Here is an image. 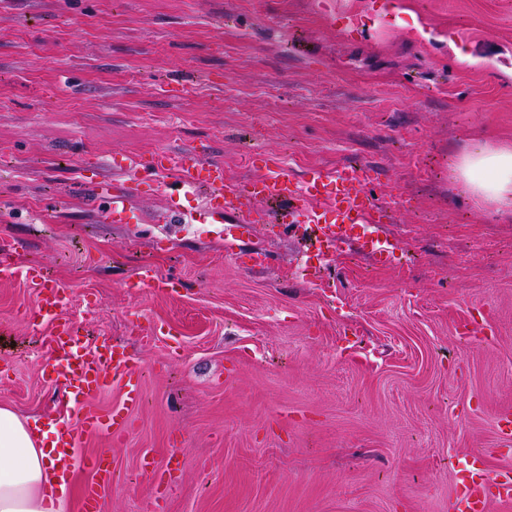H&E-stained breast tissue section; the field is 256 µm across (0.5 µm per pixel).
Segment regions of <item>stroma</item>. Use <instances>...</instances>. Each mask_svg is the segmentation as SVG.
I'll return each mask as SVG.
<instances>
[{"label": "stroma", "instance_id": "stroma-1", "mask_svg": "<svg viewBox=\"0 0 512 512\" xmlns=\"http://www.w3.org/2000/svg\"><path fill=\"white\" fill-rule=\"evenodd\" d=\"M509 67L512 0H0V245L141 377L128 433L81 442L112 457L107 512H448L459 460L512 468V216L454 175L512 142ZM184 149L231 182L261 152L297 178L375 169L401 249L379 265L345 247L310 279L301 241L260 224L272 260L248 271L204 193L173 223L167 174L112 167ZM100 180L129 184L128 223L95 204ZM145 264L181 295L139 287ZM39 299L0 278V406L73 426ZM174 449L158 485L142 460ZM24 272L28 280L40 288V301L33 313V320L41 317L42 319L55 314V310L62 301L61 288L50 284L46 279L43 270L38 266H26ZM58 307V308H57Z\"/></svg>", "mask_w": 512, "mask_h": 512}]
</instances>
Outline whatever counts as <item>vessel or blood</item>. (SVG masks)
<instances>
[{
    "mask_svg": "<svg viewBox=\"0 0 512 512\" xmlns=\"http://www.w3.org/2000/svg\"><path fill=\"white\" fill-rule=\"evenodd\" d=\"M131 166L138 173L173 170L174 179L166 186L172 198L198 187L205 188L209 200L207 218L223 225L226 247H247L249 265L255 270L264 269L268 263L264 249L248 245L251 226L258 221L253 203L259 197L279 201L274 223L286 224L296 230L317 231L319 257L358 242L375 263L385 265L400 248L398 241L380 237L383 207L364 190L365 173L352 166L333 171L314 169L299 182L293 181L280 168L273 167L262 177L244 185L227 182L222 163L207 161L192 153L135 159ZM99 190L108 200L113 223L127 222L124 189L103 183ZM318 198L322 199V206L310 207V200ZM24 272L40 289L35 317L53 315L62 300L60 288L49 283L41 267L31 265L25 267ZM68 331L66 323H58L47 339L46 349L54 384L73 406L81 407L82 413L78 427L62 426L52 433L54 469L68 479L77 472L85 473L78 512H105L104 493L112 482V471L105 455L79 454V439L85 435L111 442L121 438L129 429L131 413L141 400L139 382L133 373L132 357L108 340L97 343L82 358L68 360ZM112 383L119 384L123 391L121 405L105 414L88 408V401ZM493 501L501 505L503 512H512V471L490 470L484 455H472L464 464L456 493L448 502V512H487Z\"/></svg>",
    "mask_w": 512,
    "mask_h": 512,
    "instance_id": "b4317fda",
    "label": "vessel or blood"
}]
</instances>
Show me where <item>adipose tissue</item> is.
Returning <instances> with one entry per match:
<instances>
[{"label":"adipose tissue","instance_id":"ef3b65f1","mask_svg":"<svg viewBox=\"0 0 512 512\" xmlns=\"http://www.w3.org/2000/svg\"><path fill=\"white\" fill-rule=\"evenodd\" d=\"M455 170L473 196L512 214V144L482 143L464 153ZM52 466L29 419L0 407V512H65L64 498L46 503Z\"/></svg>","mask_w":512,"mask_h":512}]
</instances>
